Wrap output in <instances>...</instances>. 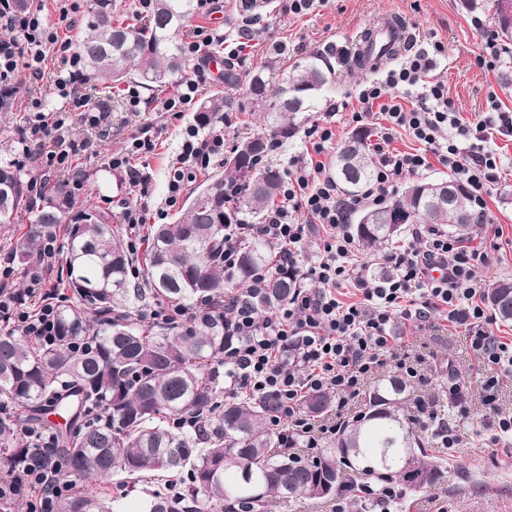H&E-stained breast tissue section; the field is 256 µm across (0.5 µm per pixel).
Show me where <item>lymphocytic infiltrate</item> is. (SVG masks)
Masks as SVG:
<instances>
[{
	"label": "lymphocytic infiltrate",
	"mask_w": 512,
	"mask_h": 512,
	"mask_svg": "<svg viewBox=\"0 0 512 512\" xmlns=\"http://www.w3.org/2000/svg\"><path fill=\"white\" fill-rule=\"evenodd\" d=\"M59 17L50 22L42 7L18 10L14 0H0V109L12 108L21 77L43 79L48 61H55L58 76L53 91L68 104V111L79 113L91 127L101 126L104 113L90 109L84 86L79 50L71 39L62 37L60 24H72L77 0H57ZM215 35L196 29L193 40L183 45L190 64L176 94L165 98L161 108L181 112L194 103L209 80L206 52ZM432 58L415 54L389 70L384 79L362 84L358 90L360 109L353 113L356 123H372L381 115L373 150L377 157L376 178L361 195L342 200L335 178L321 154L333 140V130L317 124L305 131L313 141V156L294 158L282 181L281 205L271 210L264 223L234 224L224 238V267L234 271L240 246L260 236L280 247L281 261L296 263L298 252L311 226L318 225L326 240L305 273L313 280L310 288H299L288 303L265 318H258L239 296L224 303V326L238 342L224 353V370L229 387L237 394L268 397L273 401L268 424L281 441L293 436L307 437L316 446L320 429L299 410L304 393L329 390L335 393L337 410H344L360 392L365 379L379 371L395 354L398 327L402 322L425 320L433 309H445L450 323L465 330L468 343L483 373L482 405L495 413L497 439L512 438V415L498 412V388L503 376L512 375V342L494 336L492 317L480 295L485 289L487 253L467 249L458 238L437 231L414 230V243L385 255L389 276L376 279L370 274V261L359 259L356 242L348 231L350 211L365 205H378L393 193L403 179L425 170L430 159H437L454 173L479 211H486V197L496 179L499 157L491 146L493 134H512V113H499L497 121L462 123L452 111L448 92L441 82L426 78ZM416 89L419 108L407 110L398 102L397 88ZM66 111H56L52 123L38 124L22 137V151L35 157L39 176L71 168L76 149L71 142ZM404 129L418 142L421 151L393 152L389 144L396 129ZM224 130L213 128L200 134L190 126L181 133L178 162L167 175L166 207L177 206L188 182L198 172L224 155ZM156 140L146 134L132 136L119 153L108 159L112 169L125 171L136 190V202L122 210L124 223L135 225L147 220L142 200L152 188L149 172L134 167L132 158L153 154ZM53 247H45L24 290L12 288L11 255L0 258V321L35 341L50 343L56 338V307L46 289L43 273L51 267ZM446 270L444 278L428 277L430 266ZM353 288L359 301H341L337 292ZM29 486L37 496L39 512H55V503L72 491L71 483L51 480L45 471L33 469L23 477H0V498L16 495Z\"/></svg>",
	"instance_id": "f902f5d3"
}]
</instances>
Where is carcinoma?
Returning <instances> with one entry per match:
<instances>
[{
	"instance_id": "obj_1",
	"label": "carcinoma",
	"mask_w": 512,
	"mask_h": 512,
	"mask_svg": "<svg viewBox=\"0 0 512 512\" xmlns=\"http://www.w3.org/2000/svg\"><path fill=\"white\" fill-rule=\"evenodd\" d=\"M274 0H228L226 7L246 30L271 15ZM501 36L512 41V0H490ZM194 10V0H155L148 22L134 28L114 16L112 0H93L80 40L85 68L100 86L133 77L151 89L181 73L184 59L177 35ZM331 68L315 58L298 66L272 89L261 72L249 93L263 114L267 135L243 142L224 160L225 174L200 184L185 213L173 224L150 228L142 259L123 243L106 213L79 208L61 184L46 187L34 202L28 181L11 162H0V187L11 203L0 223L29 221L13 246L24 261L67 226L66 293L57 311V338L38 344L0 326V464L20 474L31 464L57 468L58 477L84 481L110 477L163 482L144 491L138 512H268L277 500L307 496L357 501L352 476L397 483L410 493L444 481L441 463L428 453L405 416L406 383L380 379L364 411L342 426L315 460L296 452L274 451L268 427L272 402L248 396L224 397V351L236 338L224 331V236L230 224H259L280 190L277 169H258L269 139L281 142L298 130V118L313 112L319 93L331 83ZM235 108L232 97L215 95L199 109L200 124ZM376 167L365 135L356 132L336 154L335 178L346 197L370 185ZM461 224L448 223V210L411 188L390 205L374 209L373 224H352L350 234L364 250L376 252L402 233L386 224L391 210L419 224L446 226L467 238L487 217L476 212L464 190L455 199ZM273 248L257 237L240 252L235 281L258 315L286 304L300 286L298 270L272 265ZM274 268L260 288H248L254 274ZM487 300L505 322L512 321V280H498ZM187 308L188 322L145 325L133 311L152 305ZM333 394L312 391L301 409L312 417L326 413ZM50 414L67 420L55 429L53 446L39 448L18 437L21 425ZM190 418L194 427L173 422ZM412 462L411 470L403 469ZM58 512H112L105 494L77 492L61 498Z\"/></svg>"
}]
</instances>
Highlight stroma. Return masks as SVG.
<instances>
[{"label": "stroma", "instance_id": "1", "mask_svg": "<svg viewBox=\"0 0 512 512\" xmlns=\"http://www.w3.org/2000/svg\"><path fill=\"white\" fill-rule=\"evenodd\" d=\"M270 17L254 25V47L236 59L243 80L234 88L239 111L229 113L226 130L227 149L241 140L263 133L259 113L252 109L248 81L255 72H263L271 84H279L296 65L319 57L327 60L334 72L331 85L320 94L316 111L307 113L306 124L330 122L341 144L357 127L351 114L359 103L354 97L358 85L369 80V73L351 70L347 59L352 56L356 40L379 16L393 14L407 26L405 55L428 52L434 67L431 81H440L448 89V98L463 121L483 118L492 107L512 113V79H507L506 61L512 60V43L508 44L496 68L478 66L475 57L485 43L486 32L475 29L473 16L491 19L484 8H471L468 0H315L310 10L293 14L288 0H275ZM443 52H435V45ZM175 91L174 86L142 91L147 109L129 111L125 104V85L89 93L91 108L105 112L101 127L92 128L73 121L70 135L79 144L89 143V150L77 153L73 170L81 175L84 194L77 204L111 215L120 222V212L131 194L125 172L108 167L109 155L121 151L127 140L143 128H150L158 140L154 154L144 160L152 175V194L147 200L150 210L163 207L166 176L180 146V133L193 125L197 106L172 114L161 111V99ZM41 99L46 110L61 105L50 91L49 80L22 81L18 86L16 108L0 111V160L13 162L24 178H31L36 165L22 153L20 137L34 121V113L25 109L28 99ZM501 156L499 178L492 184L487 198L490 225H478L468 245L486 250L490 262L484 272L487 282L512 279V136L495 135ZM407 340L405 349L417 370L407 385L413 397L423 398L427 406L449 417L459 437L456 447L443 449L441 456L448 469L444 485L418 493L408 503L406 512H512V441L492 443L491 420L474 423L459 413L452 388H460L464 402L478 405L481 382L472 371L474 357L458 329L446 322L441 313H432L423 325L406 323L400 330Z\"/></svg>", "mask_w": 512, "mask_h": 512}]
</instances>
